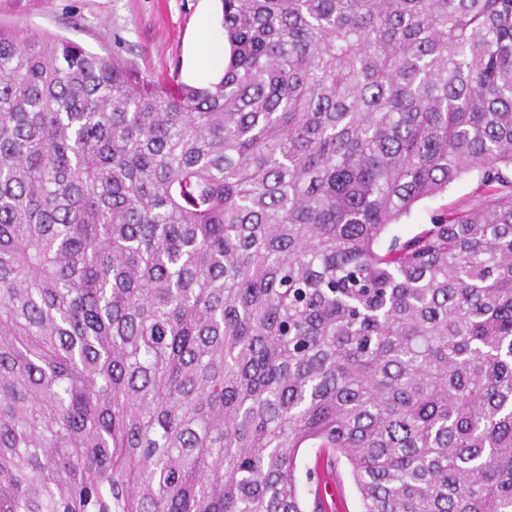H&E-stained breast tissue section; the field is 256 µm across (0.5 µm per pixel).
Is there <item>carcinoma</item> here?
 <instances>
[{"label": "carcinoma", "mask_w": 512, "mask_h": 512, "mask_svg": "<svg viewBox=\"0 0 512 512\" xmlns=\"http://www.w3.org/2000/svg\"><path fill=\"white\" fill-rule=\"evenodd\" d=\"M221 2L204 87L0 24V512H512V0ZM477 176L471 174L448 187V190L433 198L425 199L417 204L410 215L401 224L393 226V231L400 235L410 236L420 231L422 224H428L433 213L443 210L452 211L466 203L475 189ZM319 448H301L298 453L297 466L299 476V490L302 496L307 499L313 498L314 490L324 483H333L336 491L334 495L327 494L325 499L331 503V498L336 500L337 512H360L361 501L359 493L353 482L350 473V466L346 460L339 462L336 471L331 475L322 459L318 455ZM311 472V479L307 473ZM321 476V483L318 485L316 476ZM315 476V479L313 477Z\"/></svg>", "instance_id": "carcinoma-1"}]
</instances>
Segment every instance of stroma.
Listing matches in <instances>:
<instances>
[{
  "instance_id": "obj_1",
  "label": "stroma",
  "mask_w": 512,
  "mask_h": 512,
  "mask_svg": "<svg viewBox=\"0 0 512 512\" xmlns=\"http://www.w3.org/2000/svg\"><path fill=\"white\" fill-rule=\"evenodd\" d=\"M0 23L67 37L91 53L131 62L142 76L156 82L174 77L200 85L222 71L218 64L208 69L196 64L200 28H207L212 42H224L219 0H36L23 13L14 11L8 0H0ZM476 184L472 174L445 193L421 201L402 223L394 225V232L417 233L433 213L466 203ZM297 466L302 496L312 498L318 482L331 483L338 512H361L347 462L327 471L317 449L306 447L298 453Z\"/></svg>"
}]
</instances>
